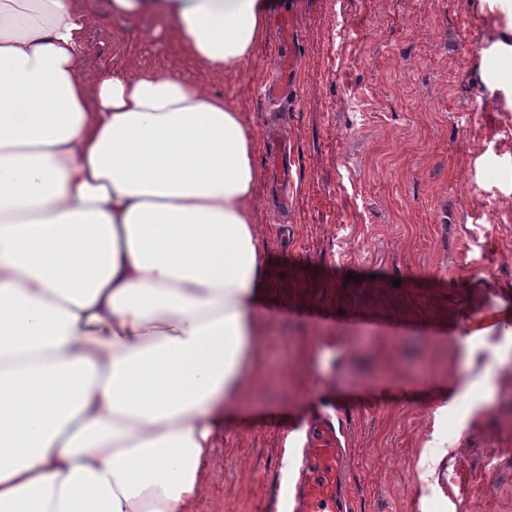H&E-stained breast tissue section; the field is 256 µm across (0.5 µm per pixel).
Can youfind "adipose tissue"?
Instances as JSON below:
<instances>
[{"instance_id":"1","label":"adipose tissue","mask_w":512,"mask_h":512,"mask_svg":"<svg viewBox=\"0 0 512 512\" xmlns=\"http://www.w3.org/2000/svg\"><path fill=\"white\" fill-rule=\"evenodd\" d=\"M268 0H112L240 68ZM73 0H0V512H198L260 370L261 149L189 74L88 95Z\"/></svg>"}]
</instances>
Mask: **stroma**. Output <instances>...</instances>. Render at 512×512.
<instances>
[{
	"mask_svg": "<svg viewBox=\"0 0 512 512\" xmlns=\"http://www.w3.org/2000/svg\"><path fill=\"white\" fill-rule=\"evenodd\" d=\"M74 7L84 70H182L259 134L262 83L291 58L285 222L268 177L257 190L264 370L244 376L203 503L269 512L285 439L326 395L355 512H512V79L488 65L512 62V0H276L287 33L223 74L151 17Z\"/></svg>",
	"mask_w": 512,
	"mask_h": 512,
	"instance_id": "stroma-1",
	"label": "stroma"
}]
</instances>
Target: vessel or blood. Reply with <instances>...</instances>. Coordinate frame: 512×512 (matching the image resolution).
Wrapping results in <instances>:
<instances>
[{
    "mask_svg": "<svg viewBox=\"0 0 512 512\" xmlns=\"http://www.w3.org/2000/svg\"><path fill=\"white\" fill-rule=\"evenodd\" d=\"M288 65L280 63L264 82L266 96L283 101L288 92ZM266 138L270 144L269 166L274 175L287 178L290 153L288 137L275 124L269 125ZM347 493L346 451L340 448L330 426L314 422L310 446L305 449L296 487L294 512H352Z\"/></svg>",
    "mask_w": 512,
    "mask_h": 512,
    "instance_id": "b4317fda",
    "label": "vessel or blood"
}]
</instances>
